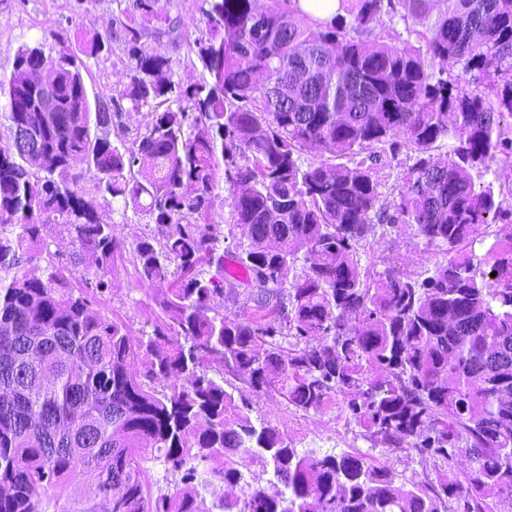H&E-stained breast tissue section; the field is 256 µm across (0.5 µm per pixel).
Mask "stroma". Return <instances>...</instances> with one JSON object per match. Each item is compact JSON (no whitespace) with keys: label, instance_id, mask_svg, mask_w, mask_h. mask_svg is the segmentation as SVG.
<instances>
[{"label":"stroma","instance_id":"35a3bbf8","mask_svg":"<svg viewBox=\"0 0 512 512\" xmlns=\"http://www.w3.org/2000/svg\"><path fill=\"white\" fill-rule=\"evenodd\" d=\"M127 5L128 0H0V79L11 75L18 47L39 46L44 52H51L56 47L52 39L56 32L63 33L72 47H90L104 36L108 22H125ZM207 7L206 0H156L155 12L176 20L177 26L168 35L158 36L149 30L143 37L145 48L165 56L172 79L185 87L196 86L208 78L194 45L195 40L206 34ZM85 64L83 77L92 97L108 89L121 94L135 67L134 59L118 38L110 40L103 51L87 57ZM104 219L125 248L115 260L112 289L100 299L98 307L108 316L122 320L135 341L142 331L150 330L159 313L156 289L139 287L133 263L132 245L144 230L143 221L118 203ZM442 257V251L426 245L408 226L391 230L374 225L359 249L361 267L374 271L394 268L420 273ZM251 401L252 418L278 429L298 453L364 454L374 465L388 470L397 483L406 485L441 472L432 459L393 448H372L364 439L362 428L348 419L340 396H333L321 410L309 413L296 411L277 396L255 395Z\"/></svg>","mask_w":512,"mask_h":512}]
</instances>
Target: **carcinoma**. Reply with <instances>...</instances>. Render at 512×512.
Returning <instances> with one entry per match:
<instances>
[{
	"instance_id": "obj_1",
	"label": "carcinoma",
	"mask_w": 512,
	"mask_h": 512,
	"mask_svg": "<svg viewBox=\"0 0 512 512\" xmlns=\"http://www.w3.org/2000/svg\"><path fill=\"white\" fill-rule=\"evenodd\" d=\"M208 2L196 54L210 81L191 89L142 43L135 16L156 17L153 0L127 7L136 73L120 98L89 99L83 59L56 34V55L21 46L0 81V512H98L104 487L112 512H485L491 491L512 503V236L474 249L512 207L473 178L512 177V0H338L329 19L300 0ZM385 16L425 27L423 45L377 39ZM124 100L158 105L115 143ZM404 148L413 163L383 203L375 165ZM308 151L322 158L304 167ZM220 174L238 235L212 220ZM117 198L145 218L140 283L168 284L135 343L97 309L123 248L102 219ZM376 222L448 258L427 276L372 274L358 250ZM48 224L70 252L51 250ZM237 282L251 315L218 305ZM238 381L305 413L340 395L373 446L470 468L407 487L364 455H300L253 422ZM158 465L180 476L174 491H152ZM76 474L93 495L67 493ZM202 482L247 489L209 506Z\"/></svg>"
}]
</instances>
